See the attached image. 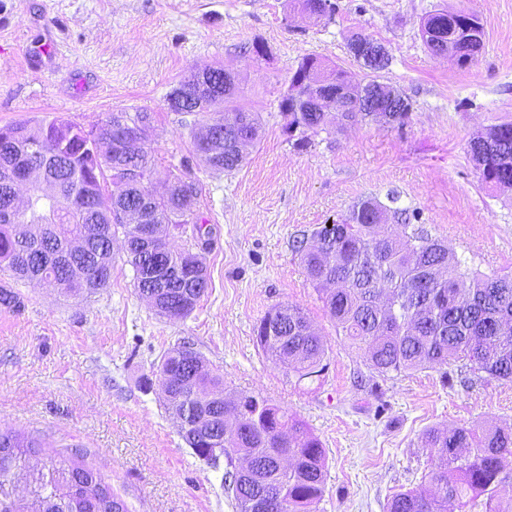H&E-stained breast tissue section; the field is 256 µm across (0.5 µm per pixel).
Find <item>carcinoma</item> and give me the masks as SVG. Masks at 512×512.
Instances as JSON below:
<instances>
[{"instance_id":"carcinoma-1","label":"carcinoma","mask_w":512,"mask_h":512,"mask_svg":"<svg viewBox=\"0 0 512 512\" xmlns=\"http://www.w3.org/2000/svg\"><path fill=\"white\" fill-rule=\"evenodd\" d=\"M293 8L318 22L336 13L333 0H294ZM425 44L453 36L460 56L476 57L483 42L471 40L460 12L438 9L422 18ZM387 54L373 77L352 86L346 103L350 124L380 122L378 112L364 102L379 92V106L389 111L386 124L402 125L412 105L406 96L392 93L378 80L389 69ZM209 71L223 79L220 92L203 94L192 103L180 100L186 85L199 83L193 73L167 95L174 112L200 114L194 131L219 133L218 153L207 160L218 171H231L244 161L247 146L260 136L259 113L236 104L240 88L222 67ZM343 70L326 71L323 62L305 56L293 72L288 91L279 103L288 119L285 130L295 148L310 144L307 132H331L330 113L312 107L310 86L325 83L334 89L344 82ZM152 116L113 112L98 124L105 139L137 140L139 163L151 180L154 164L144 146ZM78 124L61 117L18 122L0 128V168L12 161L15 147L31 149L34 166L43 171L56 190L57 204L38 203L13 224L0 223V270L18 280L37 281L73 297L92 293L112 279V244L121 237L126 262L135 274L134 286L146 276L161 285L154 289L152 307L157 314L185 318L207 291L209 278L204 258L189 250L178 251L168 242V228L190 224L198 186L177 177L160 195L147 201V224L159 228L154 249L160 269L146 273L140 251L138 224H114L112 210L129 196H144L145 185L127 187L115 172L127 156L114 155L90 166L75 162L81 137H67ZM467 153L478 181L490 190L512 192V122L494 124L473 137ZM96 192L82 193L85 181ZM398 196L387 194L356 204L349 218L323 225L311 237L294 240L293 250L320 293L330 319L352 345L365 355L380 375L432 368L451 360H466L478 379L512 380V273L487 275L468 268L449 255L448 247L421 227L420 213L396 206ZM96 229V238L67 269L56 267L53 255L71 237L82 238ZM256 339L274 364L298 379L323 370L325 345L301 309L281 305L268 312L257 326ZM179 346L164 354L158 372L174 370L182 378L174 386L160 387L163 402L173 413L199 404L205 420L199 430L179 428L194 454L215 471H223L224 490L232 495L236 512H316L324 492L325 450L306 424L256 395L224 398V381L207 368L201 354L191 361ZM224 454H213L215 446ZM424 447L432 461L424 485L395 492L387 512H448V503L482 507L480 512H512V483L506 469L512 465V431L500 428L437 427L424 434ZM41 452L40 441L13 429L0 428V512H113L121 501L102 476L82 463L58 462L47 457L32 463ZM249 456L253 467L238 472L234 460Z\"/></svg>"}]
</instances>
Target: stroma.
<instances>
[{
	"mask_svg": "<svg viewBox=\"0 0 512 512\" xmlns=\"http://www.w3.org/2000/svg\"><path fill=\"white\" fill-rule=\"evenodd\" d=\"M330 22L310 24L289 0H0V126L63 117L98 125L144 109L159 193L168 178L194 180L210 286L184 319L160 317L115 250L112 281L67 297L12 282L19 307H0V427L34 434L42 453L81 457L128 512H236L222 475L188 447L156 377L161 357L190 344L229 396L258 395L296 414L326 451L318 512H386L389 496L421 484L433 427L512 428V381H473L464 361L390 373L372 370L339 336L292 242L344 219L358 202L399 192L429 233L481 272H512V194L482 188L467 143L512 120V0H335ZM478 14L484 48L461 68L428 51L426 13ZM362 33L393 57L382 82L409 98L404 125L374 122L311 134L293 148L278 104L302 57L365 69L350 55ZM264 45L256 57L254 44ZM224 66L239 102L259 113L258 143L242 165L216 172L193 153L196 114L171 111L170 90L192 72ZM300 307L321 333L326 368L298 380L276 366L255 328L279 305Z\"/></svg>",
	"mask_w": 512,
	"mask_h": 512,
	"instance_id": "stroma-1",
	"label": "stroma"
}]
</instances>
